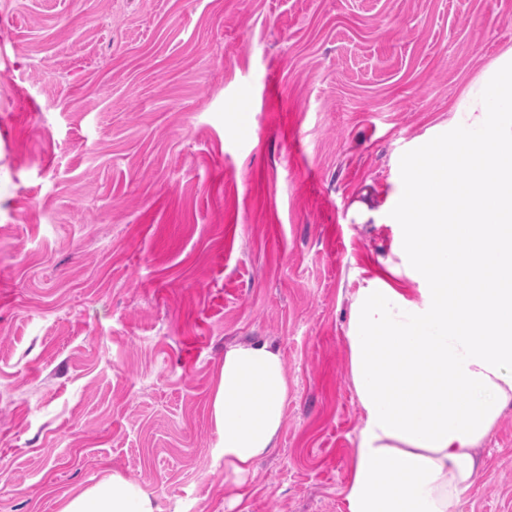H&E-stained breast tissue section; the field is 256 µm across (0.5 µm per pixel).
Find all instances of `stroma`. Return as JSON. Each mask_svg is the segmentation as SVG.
Segmentation results:
<instances>
[{"label": "stroma", "mask_w": 512, "mask_h": 512, "mask_svg": "<svg viewBox=\"0 0 512 512\" xmlns=\"http://www.w3.org/2000/svg\"><path fill=\"white\" fill-rule=\"evenodd\" d=\"M512 0H0V512L116 473L161 512H346L352 294L413 139ZM279 348L277 448L226 482L227 346ZM465 512H512V407Z\"/></svg>", "instance_id": "35a3bbf8"}]
</instances>
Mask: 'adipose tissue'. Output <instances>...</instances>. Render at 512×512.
<instances>
[{
  "instance_id": "ef3b65f1",
  "label": "adipose tissue",
  "mask_w": 512,
  "mask_h": 512,
  "mask_svg": "<svg viewBox=\"0 0 512 512\" xmlns=\"http://www.w3.org/2000/svg\"><path fill=\"white\" fill-rule=\"evenodd\" d=\"M446 127L417 145L382 212L400 262L352 296L345 342L361 410L347 512H462L479 447L512 407V48L460 93ZM290 382L265 342L224 351L212 422L225 471L249 475L275 448ZM59 512H158L121 476Z\"/></svg>"
}]
</instances>
